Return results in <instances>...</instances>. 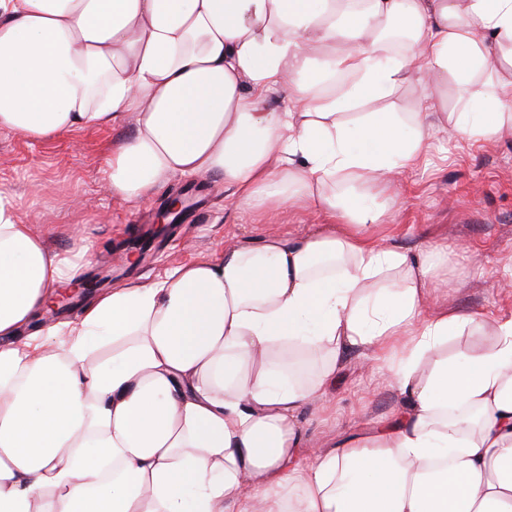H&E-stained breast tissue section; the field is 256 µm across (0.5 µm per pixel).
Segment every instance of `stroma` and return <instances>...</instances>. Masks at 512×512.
Segmentation results:
<instances>
[{"mask_svg": "<svg viewBox=\"0 0 512 512\" xmlns=\"http://www.w3.org/2000/svg\"><path fill=\"white\" fill-rule=\"evenodd\" d=\"M134 115L115 127L79 129L69 136L34 143L0 130V193L12 197L19 215L48 246L72 248V231L92 240V271L108 270L116 284H147L183 263L210 258L228 242L251 243L267 232L286 237L308 233L327 218L314 210L277 213L236 209L231 192L208 177L174 176L149 202L132 203L113 195L102 168L112 146L131 137ZM196 184L204 199L183 221L156 241L145 259L129 243L150 228L169 195ZM398 203L386 221L369 228L376 241L421 253L439 248L448 285L430 292L429 308L441 306L512 317V136L457 143L440 127L430 131V150L406 170ZM367 359L352 353L336 373L324 402L301 417L309 447L329 449L347 436L389 420L400 400L385 374L367 372Z\"/></svg>", "mask_w": 512, "mask_h": 512, "instance_id": "35a3bbf8", "label": "stroma"}]
</instances>
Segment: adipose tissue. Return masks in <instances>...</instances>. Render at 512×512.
I'll return each instance as SVG.
<instances>
[{
  "mask_svg": "<svg viewBox=\"0 0 512 512\" xmlns=\"http://www.w3.org/2000/svg\"><path fill=\"white\" fill-rule=\"evenodd\" d=\"M451 80L456 112L434 93ZM129 112L104 164L116 196L211 176L238 207L330 221L40 325L94 247L49 250L1 193L0 512H512V318L427 311L435 255L362 233L393 204L364 196L417 163L432 123L512 133V0H0V129L39 142ZM354 350L402 410L304 449L301 411Z\"/></svg>",
  "mask_w": 512,
  "mask_h": 512,
  "instance_id": "adipose-tissue-1",
  "label": "adipose tissue"
}]
</instances>
